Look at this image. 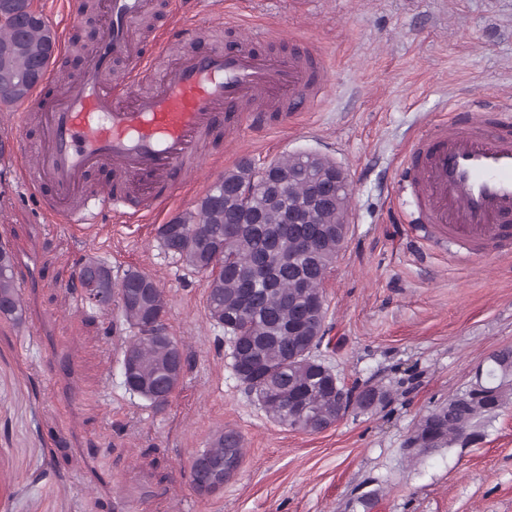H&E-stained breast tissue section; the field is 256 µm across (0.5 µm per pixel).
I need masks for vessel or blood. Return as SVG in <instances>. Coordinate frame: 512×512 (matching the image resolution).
<instances>
[{
    "instance_id": "obj_1",
    "label": "vessel or blood",
    "mask_w": 512,
    "mask_h": 512,
    "mask_svg": "<svg viewBox=\"0 0 512 512\" xmlns=\"http://www.w3.org/2000/svg\"><path fill=\"white\" fill-rule=\"evenodd\" d=\"M151 7L107 0L82 69L53 100L35 90L11 122L19 178L50 188L48 216L85 222L160 206L196 178L216 132L229 142L287 124L325 94L324 60L298 38L281 55L257 52L247 34L173 61L146 57L141 22ZM116 63L123 73L108 79ZM102 167L112 171L111 189L88 193L89 174ZM400 182L418 199L419 222L449 239L476 244L511 232L512 102L481 100L430 125L405 152Z\"/></svg>"
}]
</instances>
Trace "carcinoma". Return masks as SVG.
I'll return each instance as SVG.
<instances>
[{"label": "carcinoma", "instance_id": "carcinoma-1", "mask_svg": "<svg viewBox=\"0 0 512 512\" xmlns=\"http://www.w3.org/2000/svg\"><path fill=\"white\" fill-rule=\"evenodd\" d=\"M0 85L3 75L12 78L17 92L0 97L4 105L26 100L45 78L52 56L58 52V36L50 26L29 21L15 27L0 22ZM41 63L40 79L31 75ZM252 169L243 162L213 182L196 204L195 211L178 217L179 230L169 234L170 225L158 228L163 249L186 269L205 275L206 309L209 318L233 334L239 345L231 353L232 367L244 374L241 381L255 395L268 417L278 425L307 434L329 428L334 408L333 380L322 363L306 353L317 347L323 337L306 336L296 318L299 310L314 305L323 295L322 284L327 270L345 241L348 225L338 223L346 217L349 194H343L328 211L310 214V226L323 230L315 242V253L304 255L293 237L274 247L272 238L280 225L281 211L306 197L308 182L301 177L288 185V192L273 204L266 193L258 191L252 199L249 215L236 211L227 197L236 182L247 180ZM305 277L312 288L298 287L297 278ZM252 289L253 298L241 303L239 289ZM10 303L0 309V317L13 322L23 319V308L14 275V259L0 246V302ZM122 320L134 330L121 351L138 360L137 377L150 387L165 381L170 391L179 387L183 373L167 375L169 353L152 339L161 324L147 321L148 312L134 306H120ZM512 347H505L487 358L483 382L489 393L467 410L456 407L453 399L423 416L414 428L432 430L446 438L441 447L451 446L463 434L474 430L512 405ZM210 458L240 465L241 438L229 431L203 449Z\"/></svg>", "mask_w": 512, "mask_h": 512}]
</instances>
